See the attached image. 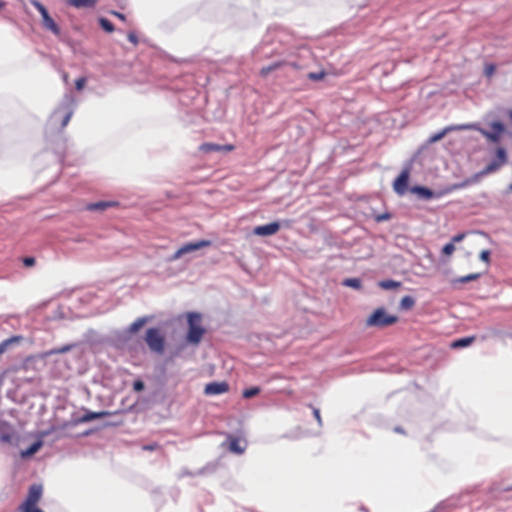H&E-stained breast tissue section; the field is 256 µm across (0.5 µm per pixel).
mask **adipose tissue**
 I'll use <instances>...</instances> for the list:
<instances>
[{
	"instance_id": "adipose-tissue-1",
	"label": "adipose tissue",
	"mask_w": 512,
	"mask_h": 512,
	"mask_svg": "<svg viewBox=\"0 0 512 512\" xmlns=\"http://www.w3.org/2000/svg\"><path fill=\"white\" fill-rule=\"evenodd\" d=\"M242 2L252 15L245 30L225 24L224 0H125V12L147 45L184 64L245 54L270 30L336 20V0L309 9L304 0ZM194 146L169 92L104 80L74 95L46 51L0 17V204L75 174L154 187ZM416 386L443 414L476 411L481 432L450 436L396 420ZM224 445L231 477L205 492L183 482L177 465L126 459V469L176 488L166 508L108 461L87 457L44 466L32 512H436L461 490L512 476V341L469 346L424 375L338 376L310 402L263 406Z\"/></svg>"
}]
</instances>
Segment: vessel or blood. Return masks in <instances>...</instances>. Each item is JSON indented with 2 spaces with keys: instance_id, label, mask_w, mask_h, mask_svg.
Instances as JSON below:
<instances>
[{
  "instance_id": "obj_1",
  "label": "vessel or blood",
  "mask_w": 512,
  "mask_h": 512,
  "mask_svg": "<svg viewBox=\"0 0 512 512\" xmlns=\"http://www.w3.org/2000/svg\"><path fill=\"white\" fill-rule=\"evenodd\" d=\"M490 122L431 124L392 168V198L401 204H455L512 167V108L491 104ZM181 318L117 342L107 336H65L0 363V441L40 447L61 430L112 419L137 422L163 365L192 339Z\"/></svg>"
}]
</instances>
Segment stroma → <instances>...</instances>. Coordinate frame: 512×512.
<instances>
[{
  "label": "stroma",
  "instance_id": "obj_1",
  "mask_svg": "<svg viewBox=\"0 0 512 512\" xmlns=\"http://www.w3.org/2000/svg\"><path fill=\"white\" fill-rule=\"evenodd\" d=\"M347 2L328 28L273 31L249 54L186 65L142 44L123 0H0L51 43L75 94L110 78L163 88L196 133L161 187L76 175L0 206V359L57 336L118 340L138 318L189 310L200 335L137 426L60 435L46 457L1 446L6 512H29L40 468L65 456L117 469L126 454L177 458L186 482L223 483L225 434L265 403H306L344 372L425 374L512 339V169L450 206L387 196L410 138L512 105V0ZM400 416L477 427L421 390ZM438 512H512V481Z\"/></svg>",
  "mask_w": 512,
  "mask_h": 512
}]
</instances>
